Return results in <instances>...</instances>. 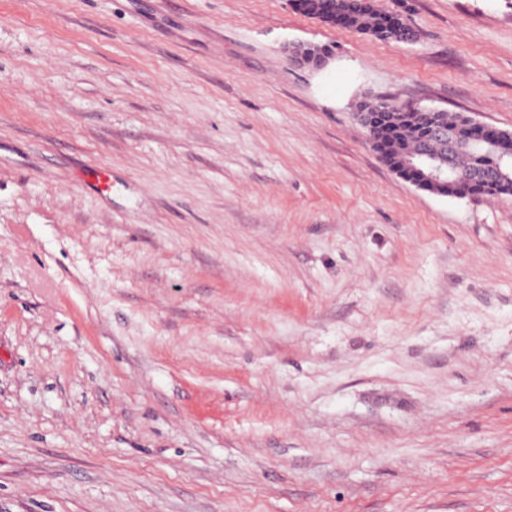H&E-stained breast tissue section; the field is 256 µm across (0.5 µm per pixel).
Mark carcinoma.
<instances>
[{
    "mask_svg": "<svg viewBox=\"0 0 512 512\" xmlns=\"http://www.w3.org/2000/svg\"><path fill=\"white\" fill-rule=\"evenodd\" d=\"M303 14L323 23L368 34L378 40L403 42L401 32L412 31L414 27L400 13V27L396 30L384 26L389 13L374 6L358 10L349 6L348 0H305ZM357 111L371 112L373 138L378 144L373 146L381 160L395 172L403 169L409 154L425 147L435 157H450L455 165L454 175L448 183H427L422 189L450 197H465L469 187L464 178L469 170L486 164L485 153L479 145L468 142L458 134L462 122L460 115L432 108L396 109L387 101L370 107L361 102ZM441 127L448 131V140L438 139L434 130ZM478 194L486 197L512 196V172L507 177L485 186Z\"/></svg>",
    "mask_w": 512,
    "mask_h": 512,
    "instance_id": "cac0c4a2",
    "label": "carcinoma"
}]
</instances>
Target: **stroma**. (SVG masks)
<instances>
[{
	"label": "stroma",
	"mask_w": 512,
	"mask_h": 512,
	"mask_svg": "<svg viewBox=\"0 0 512 512\" xmlns=\"http://www.w3.org/2000/svg\"><path fill=\"white\" fill-rule=\"evenodd\" d=\"M375 4L0 0V512H512V197L356 120L512 131V0ZM303 7V14L311 18L332 26L368 34L378 40L409 43L401 38L400 31L405 30L415 31L418 37L417 30L402 14L384 12L374 5L366 10H358L350 7L347 0H306ZM389 15L400 19L399 29L385 28V19ZM378 104L377 102H375ZM357 112H373L378 116L373 119V138L379 141L372 148L381 160L396 173L403 169V163L409 154L425 147L435 157L452 158L455 165L454 176H448L449 169L435 166L431 155L425 148L414 152L406 161V166L416 174L421 181H437L444 183H427L423 190L450 197H466L482 195L486 197H510L512 196V171L508 176H503V168L510 163L512 165V139L503 138L499 129L492 132L491 128L483 123L473 121L467 116L465 131L467 135L478 144L482 145L487 154L494 160V167L482 168L486 164L485 153L479 145L468 142L458 134L462 122L460 115L444 110L432 108L423 109H396L387 101H380L376 107H370L365 101L357 107ZM441 127L448 131V142L437 137H443ZM435 130V131H434ZM501 162V164H500ZM500 164V165H499ZM467 175L471 186L486 185L482 190L472 194L469 187L463 183Z\"/></svg>",
	"instance_id": "35a3bbf8"
}]
</instances>
